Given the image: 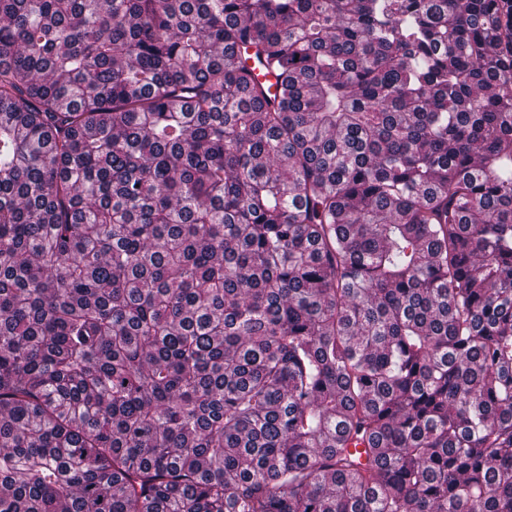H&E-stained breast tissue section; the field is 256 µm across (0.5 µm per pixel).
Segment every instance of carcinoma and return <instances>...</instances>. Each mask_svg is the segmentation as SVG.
<instances>
[{"label":"carcinoma","mask_w":512,"mask_h":512,"mask_svg":"<svg viewBox=\"0 0 512 512\" xmlns=\"http://www.w3.org/2000/svg\"><path fill=\"white\" fill-rule=\"evenodd\" d=\"M509 2L0 0V512H512Z\"/></svg>","instance_id":"1"}]
</instances>
